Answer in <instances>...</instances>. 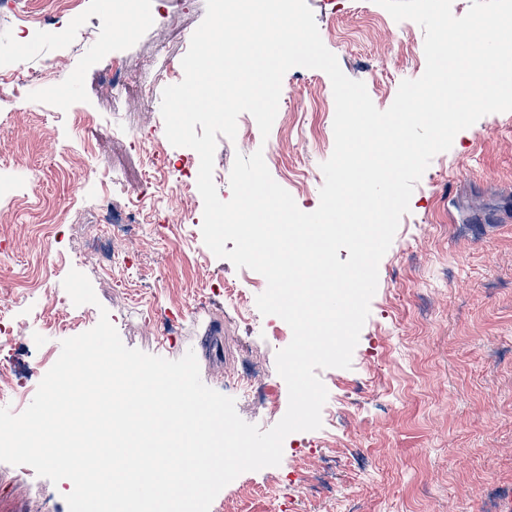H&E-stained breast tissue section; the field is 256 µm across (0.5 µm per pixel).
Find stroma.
<instances>
[{
	"instance_id": "obj_1",
	"label": "stroma",
	"mask_w": 512,
	"mask_h": 512,
	"mask_svg": "<svg viewBox=\"0 0 512 512\" xmlns=\"http://www.w3.org/2000/svg\"><path fill=\"white\" fill-rule=\"evenodd\" d=\"M307 4L343 73L365 84L378 109L423 74L417 23L395 21L374 0ZM20 5L17 14L0 10V73L24 81L21 96L0 91V182L15 189L0 196V288L22 303L23 324L0 345V369L30 404L62 340L92 329L105 310L127 347L170 360L194 351L203 383L233 397L243 420L271 428L287 388L270 413L235 381L256 364L275 375L289 339L272 333L279 317L238 312L224 295L229 284L257 296L263 276L207 248L199 191L187 200L193 222L165 221L172 176L194 151L165 140L162 91L184 76L206 0H142L153 20L130 37L117 35L109 0H72L59 12L48 0ZM116 57L132 82L123 91L109 76ZM51 85L65 95L49 94ZM331 89L325 72L292 68L269 136L255 128L219 137L220 198L231 196L236 154L260 149L277 153L271 176L314 211L334 148L323 117ZM292 112L300 122H289ZM136 132L162 140L166 166L155 178L144 177ZM95 168L106 169V183L146 189L155 223L105 224ZM104 229L129 240L119 267L86 250ZM73 268L88 276L97 304H73L62 285ZM378 273L351 368L319 372L328 391L321 428L288 435L279 466L240 474L210 512H499L512 496V111L483 116L433 157ZM51 299L69 314L67 331L49 324ZM311 468L321 474L315 487L305 480ZM71 489L0 462V512H68Z\"/></svg>"
}]
</instances>
